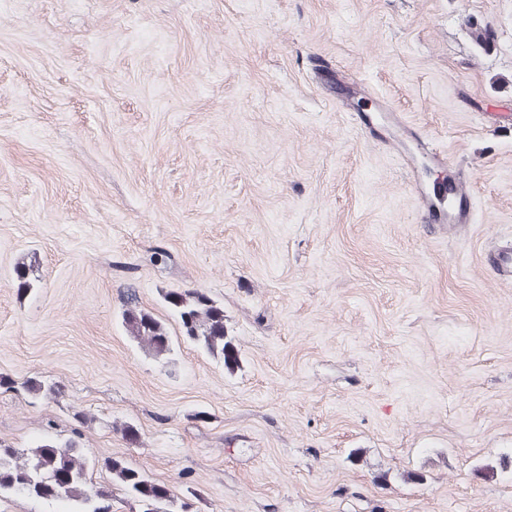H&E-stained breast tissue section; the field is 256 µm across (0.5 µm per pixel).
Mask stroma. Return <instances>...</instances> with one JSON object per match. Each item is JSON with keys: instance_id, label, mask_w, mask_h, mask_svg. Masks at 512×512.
<instances>
[{"instance_id": "obj_1", "label": "stroma", "mask_w": 512, "mask_h": 512, "mask_svg": "<svg viewBox=\"0 0 512 512\" xmlns=\"http://www.w3.org/2000/svg\"><path fill=\"white\" fill-rule=\"evenodd\" d=\"M419 138L470 224L428 223L432 182L397 156ZM504 236L512 0H0L16 447L83 412L86 455L191 512H512ZM130 287L169 358L127 335ZM194 290L223 305L234 367L183 342L164 294ZM33 376L63 397L26 398Z\"/></svg>"}]
</instances>
